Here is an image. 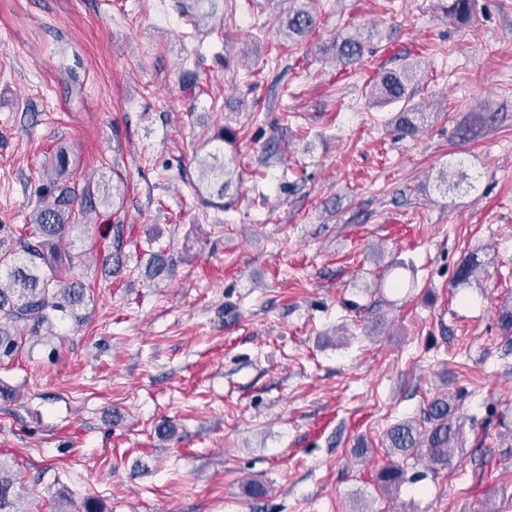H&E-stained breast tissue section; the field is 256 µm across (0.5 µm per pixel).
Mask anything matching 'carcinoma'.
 Masks as SVG:
<instances>
[{
    "mask_svg": "<svg viewBox=\"0 0 512 512\" xmlns=\"http://www.w3.org/2000/svg\"><path fill=\"white\" fill-rule=\"evenodd\" d=\"M220 0H184L183 11L199 25L214 15ZM313 0H292L284 34L303 37L314 26L309 8ZM449 14L460 22L469 21L472 0H452ZM338 60L353 62L362 58L363 44L345 37L333 45ZM417 69L413 64L398 71H390L377 79L369 89L374 104L384 107L397 105L395 127L404 134L414 135L428 121L426 106L413 100L411 87L416 81ZM67 149H62L54 163L44 170L45 195L29 215L32 238L10 232L0 237V266L7 271L6 283H0V362L11 360L19 350V335L31 337L53 336L59 321L79 320L77 311L86 304V291L82 284L63 281L57 275L61 260L59 244L76 224L75 202L81 200L84 212L96 209L99 189L87 182L82 187L66 178ZM198 168L196 189L208 206L228 210L233 201L226 200L232 181L240 180L235 156L222 152H207L195 156ZM173 260L166 252L154 253L150 272L159 276L170 270ZM479 263L472 258L460 265L452 287L465 285L476 273ZM427 426L418 429L413 420L391 426L386 432L388 451L404 458L411 455L424 457L431 469H445L453 464L454 451L460 447L463 425L451 412L446 397L433 399L424 412ZM405 479V469L397 462L388 464L376 475L378 486L387 491ZM23 493L10 471L0 464V512H27L21 506Z\"/></svg>",
    "mask_w": 512,
    "mask_h": 512,
    "instance_id": "cac0c4a2",
    "label": "carcinoma"
}]
</instances>
